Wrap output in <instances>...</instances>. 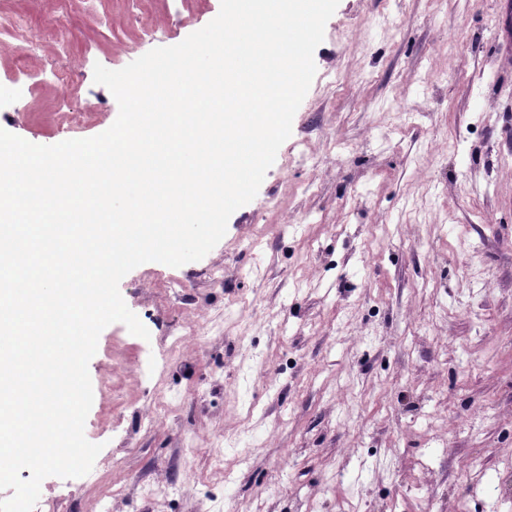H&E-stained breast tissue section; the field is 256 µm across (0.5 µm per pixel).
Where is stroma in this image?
<instances>
[{"label":"stroma","instance_id":"stroma-1","mask_svg":"<svg viewBox=\"0 0 512 512\" xmlns=\"http://www.w3.org/2000/svg\"><path fill=\"white\" fill-rule=\"evenodd\" d=\"M220 6L0 0L54 30L35 54L0 47V129L104 132L119 107L95 65L176 45ZM314 62L221 241L120 281L150 336H99L92 470L123 488L117 512H512L487 491L512 448V0H340ZM54 65L77 92L42 80L14 102L17 69ZM158 481L171 495L144 498ZM99 494L40 487L63 512Z\"/></svg>","mask_w":512,"mask_h":512}]
</instances>
